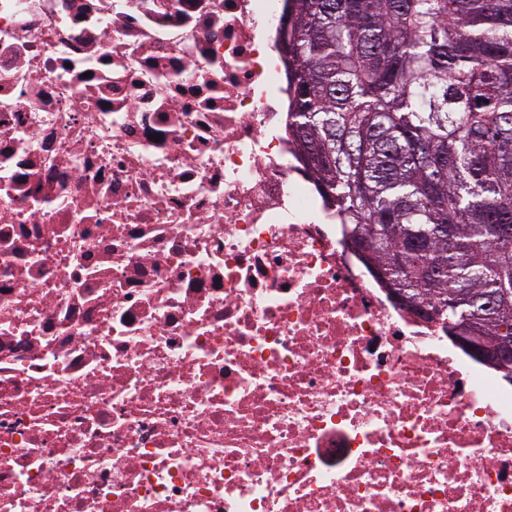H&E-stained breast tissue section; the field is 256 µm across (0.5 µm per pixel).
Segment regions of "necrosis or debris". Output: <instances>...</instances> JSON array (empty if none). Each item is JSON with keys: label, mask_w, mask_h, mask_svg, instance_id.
Wrapping results in <instances>:
<instances>
[{"label": "necrosis or debris", "mask_w": 512, "mask_h": 512, "mask_svg": "<svg viewBox=\"0 0 512 512\" xmlns=\"http://www.w3.org/2000/svg\"><path fill=\"white\" fill-rule=\"evenodd\" d=\"M287 0H0V512H512V389L288 134Z\"/></svg>", "instance_id": "necrosis-or-debris-1"}]
</instances>
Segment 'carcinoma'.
I'll use <instances>...</instances> for the list:
<instances>
[{"instance_id": "cac0c4a2", "label": "carcinoma", "mask_w": 512, "mask_h": 512, "mask_svg": "<svg viewBox=\"0 0 512 512\" xmlns=\"http://www.w3.org/2000/svg\"><path fill=\"white\" fill-rule=\"evenodd\" d=\"M288 129L342 234L448 327L512 334V0H288Z\"/></svg>"}]
</instances>
